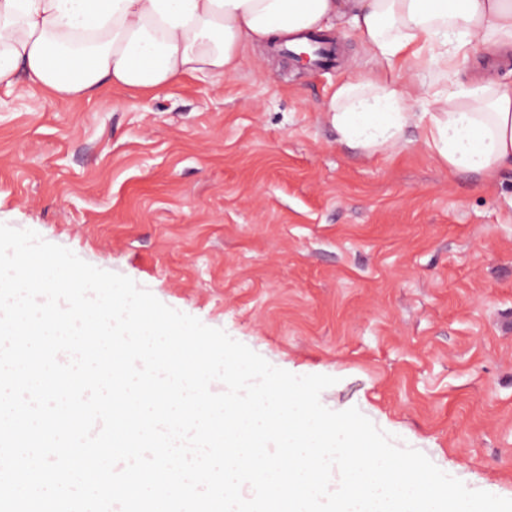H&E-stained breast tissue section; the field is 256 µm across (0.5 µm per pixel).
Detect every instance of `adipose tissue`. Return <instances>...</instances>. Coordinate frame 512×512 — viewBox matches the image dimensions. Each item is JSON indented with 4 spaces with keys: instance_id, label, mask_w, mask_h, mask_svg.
Wrapping results in <instances>:
<instances>
[{
    "instance_id": "ef3b65f1",
    "label": "adipose tissue",
    "mask_w": 512,
    "mask_h": 512,
    "mask_svg": "<svg viewBox=\"0 0 512 512\" xmlns=\"http://www.w3.org/2000/svg\"><path fill=\"white\" fill-rule=\"evenodd\" d=\"M349 27L379 67L341 80L324 106L347 145L394 150L409 126L450 170L512 166V81L434 91L386 75L396 63L447 72L474 47L512 48V0H0V86L90 97L230 77L248 49Z\"/></svg>"
}]
</instances>
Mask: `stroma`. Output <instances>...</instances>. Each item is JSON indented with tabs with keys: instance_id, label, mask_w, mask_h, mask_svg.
<instances>
[{
	"instance_id": "stroma-1",
	"label": "stroma",
	"mask_w": 512,
	"mask_h": 512,
	"mask_svg": "<svg viewBox=\"0 0 512 512\" xmlns=\"http://www.w3.org/2000/svg\"><path fill=\"white\" fill-rule=\"evenodd\" d=\"M288 54L146 95L0 87V223L32 229L225 330L272 365L336 377L351 407L473 490L512 498V168L453 172L410 127L368 153L322 108L369 74ZM436 83L512 70L482 50Z\"/></svg>"
}]
</instances>
